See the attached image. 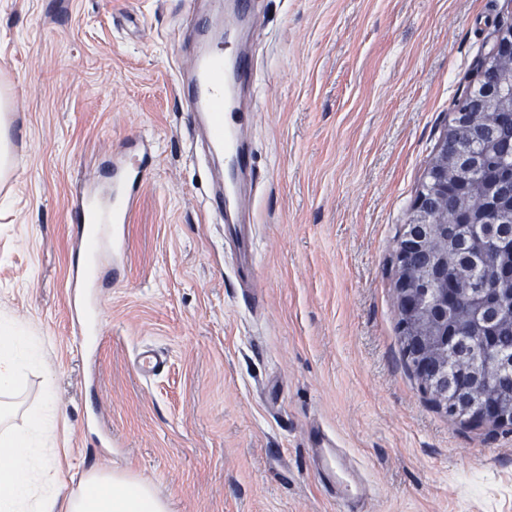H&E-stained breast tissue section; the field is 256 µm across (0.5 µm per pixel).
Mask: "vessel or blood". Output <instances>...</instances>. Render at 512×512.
Masks as SVG:
<instances>
[{
    "mask_svg": "<svg viewBox=\"0 0 512 512\" xmlns=\"http://www.w3.org/2000/svg\"><path fill=\"white\" fill-rule=\"evenodd\" d=\"M254 0H209L205 9H192L191 23L197 50L176 77L178 95L190 105L193 125L204 134L210 153L224 158V183L211 192L209 209L222 217L230 236L238 243L246 241L245 216L250 198L243 179L252 169V155L245 148L242 134L252 115L235 108L237 87L252 75L248 55L224 53L217 40L219 32L246 24L253 12ZM111 186L98 193L94 182H87L72 195L71 220L89 226V236L78 239V248L89 258V265L73 280L70 291L71 322L76 333L86 327V313L95 299L94 290L101 281L102 260L111 258L112 275L120 277L128 258L126 226L135 212L148 180L147 158L137 150L112 159ZM166 359L162 353L145 349L138 353L135 367L148 378L160 372ZM314 451L322 473L333 483L336 501L344 507L364 502L367 488L363 481L344 480V453L323 434H315Z\"/></svg>",
    "mask_w": 512,
    "mask_h": 512,
    "instance_id": "obj_1",
    "label": "vessel or blood"
}]
</instances>
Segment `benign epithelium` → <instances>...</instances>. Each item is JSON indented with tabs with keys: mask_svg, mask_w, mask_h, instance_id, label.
<instances>
[{
	"mask_svg": "<svg viewBox=\"0 0 512 512\" xmlns=\"http://www.w3.org/2000/svg\"><path fill=\"white\" fill-rule=\"evenodd\" d=\"M475 89L483 96L452 113L448 133L430 165V180L416 200L408 224L396 241L393 288L402 320L405 354L422 389L435 404L451 406L452 421L471 428H512V360L504 355H460L455 343L468 324L443 327L435 343L425 316L445 324L448 309L458 308L464 297L478 293L461 275L448 281V238L457 235L466 215L448 209V186L468 178L473 164L460 142L493 139L504 120H512V15L497 27L487 59L478 65ZM438 259L422 269L415 264L421 254ZM440 286L439 297L428 301V282ZM456 377H448V361Z\"/></svg>",
	"mask_w": 512,
	"mask_h": 512,
	"instance_id": "benign-epithelium-1",
	"label": "benign epithelium"
}]
</instances>
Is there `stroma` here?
<instances>
[{
    "mask_svg": "<svg viewBox=\"0 0 512 512\" xmlns=\"http://www.w3.org/2000/svg\"><path fill=\"white\" fill-rule=\"evenodd\" d=\"M190 0H0L15 167L0 180V316L41 359L0 397L20 428L51 396L48 479L150 484L172 512H338L311 435L368 484L364 512H512V429L452 422L403 354L393 250L506 0H256L252 248L262 304L177 97ZM142 137L150 174L124 283L77 336L69 201ZM167 353L139 377L137 352Z\"/></svg>",
    "mask_w": 512,
    "mask_h": 512,
    "instance_id": "35a3bbf8",
    "label": "stroma"
}]
</instances>
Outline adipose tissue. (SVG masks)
<instances>
[{"label": "adipose tissue", "instance_id": "obj_1", "mask_svg": "<svg viewBox=\"0 0 512 512\" xmlns=\"http://www.w3.org/2000/svg\"><path fill=\"white\" fill-rule=\"evenodd\" d=\"M37 362L26 328L1 319L0 393L17 390L22 368ZM52 429L47 399L29 411L24 427L0 432V512H171L149 484L121 474L88 472L80 492L64 499L55 488L38 486V473L53 464L47 448Z\"/></svg>", "mask_w": 512, "mask_h": 512}]
</instances>
